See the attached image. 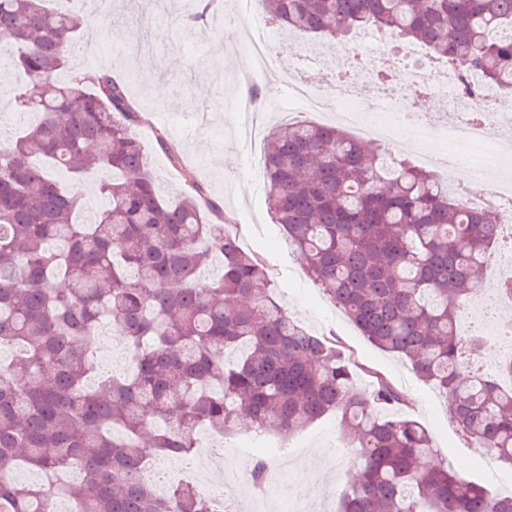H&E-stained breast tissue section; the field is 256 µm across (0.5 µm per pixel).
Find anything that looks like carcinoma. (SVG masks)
<instances>
[{
  "label": "carcinoma",
  "instance_id": "obj_1",
  "mask_svg": "<svg viewBox=\"0 0 512 512\" xmlns=\"http://www.w3.org/2000/svg\"><path fill=\"white\" fill-rule=\"evenodd\" d=\"M270 20L345 45L362 28L420 44L449 66L512 94V0H263ZM82 19L67 0H0L15 97L40 119L0 142V512H217L189 486L158 493L143 439L168 456L195 432L295 434L340 415L356 476L338 512H512L434 458L428 433L393 414L405 396L341 343L310 333L272 295L271 270L240 245L232 220L193 183L162 199L132 127L126 83L99 69L57 80ZM344 129L276 126L263 152L270 212L312 279L369 342L404 359L448 400L460 434L512 464V388L480 365L478 327H461L483 268L512 252L495 212L469 210L407 159L385 165ZM79 182L101 170L104 204L79 222ZM107 318L129 367L102 371L92 339ZM365 375L361 387L356 377ZM56 481L13 478L20 464ZM79 471L81 481L66 475Z\"/></svg>",
  "mask_w": 512,
  "mask_h": 512
}]
</instances>
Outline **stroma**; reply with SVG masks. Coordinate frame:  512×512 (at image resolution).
<instances>
[{
  "label": "stroma",
  "mask_w": 512,
  "mask_h": 512,
  "mask_svg": "<svg viewBox=\"0 0 512 512\" xmlns=\"http://www.w3.org/2000/svg\"><path fill=\"white\" fill-rule=\"evenodd\" d=\"M185 10L183 0H106L99 11L87 12L77 38L80 51L71 55L62 77L109 66L122 74L130 98L153 119L152 125L137 126L135 132L161 196L169 200L191 183L201 185L239 224L242 247L266 260L276 301L311 333L336 337L356 359L396 384L408 398L403 413L425 428L440 460L451 467L466 461L465 477L486 484L511 476V465L462 439L444 395L424 385L405 362L370 344L309 277L285 230L271 217L262 176L231 118L233 101L249 90L244 76L251 66L246 42L250 21L203 29L184 22ZM144 58L153 62L154 77H144ZM160 132L168 144L164 150L155 140ZM244 180L252 190L242 196L237 186ZM247 436L243 429L221 438L199 431L198 452L164 457L155 470L158 482H168L176 470L195 478L206 469L201 448H215L246 473L257 458H266L285 475L278 497L335 512L353 465V450L342 436L338 415L329 414L296 434L303 444L297 456L276 455L268 448L238 452L237 443Z\"/></svg>",
  "instance_id": "35a3bbf8"
}]
</instances>
